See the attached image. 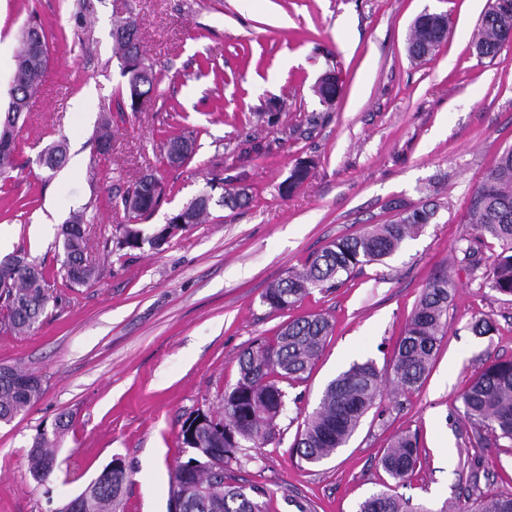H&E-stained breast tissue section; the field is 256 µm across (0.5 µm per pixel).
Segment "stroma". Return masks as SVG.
Instances as JSON below:
<instances>
[{"mask_svg": "<svg viewBox=\"0 0 512 512\" xmlns=\"http://www.w3.org/2000/svg\"><path fill=\"white\" fill-rule=\"evenodd\" d=\"M489 0H0V113L9 102L18 32L37 12L50 46L42 87L18 122L15 168L0 180V255L24 252L49 276L43 323L18 336L0 328V366L42 381V398L0 423V512H57L113 457L130 474L123 512H169L170 475L188 454L183 421L213 410L238 379V356L286 322L323 314L332 336L308 377L287 386L280 434L230 460L235 482L266 493L265 512H356L387 476L383 448L417 435L419 464L399 489L438 512L464 504L472 487L512 493V442H482L461 413V396L483 367L512 359V297L485 287L459 263L473 236L464 216L497 157L512 148V43L479 58L471 33ZM445 14L440 51L412 60L407 42L424 11ZM141 21L140 42L158 75L131 111L113 55L112 18ZM335 72L334 105L315 92ZM112 119V153L94 151L101 113ZM274 112V124L264 114ZM190 136L194 153L167 164L169 137ZM65 142L72 174L38 162ZM308 179L284 196L298 162ZM146 173L161 177L159 205L137 223L145 240L121 246V198ZM246 187L250 204L214 207L206 224L149 238L207 184ZM432 203L430 224L384 262L341 286L313 291L285 311L262 295L329 242ZM75 210L90 221L97 280L72 287L58 276L55 245ZM450 275L458 286L448 329L421 388L382 399L349 445L311 466L291 444L325 384L350 363L392 365L399 336L423 288ZM494 330L475 335L474 323ZM58 471L35 482L26 457L59 415Z\"/></svg>", "mask_w": 512, "mask_h": 512, "instance_id": "35a3bbf8", "label": "stroma"}]
</instances>
